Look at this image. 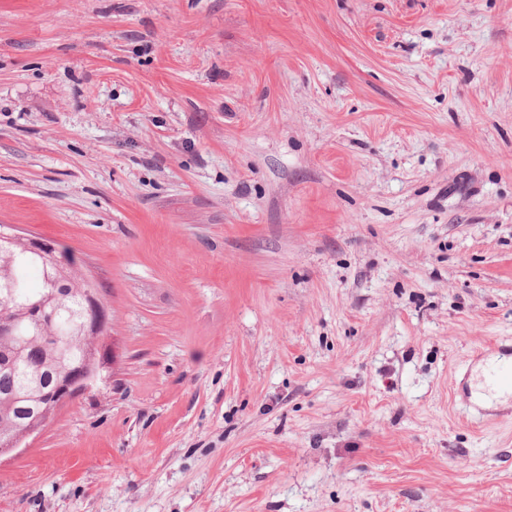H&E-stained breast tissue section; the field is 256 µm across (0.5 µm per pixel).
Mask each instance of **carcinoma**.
Here are the masks:
<instances>
[{
	"label": "carcinoma",
	"mask_w": 512,
	"mask_h": 512,
	"mask_svg": "<svg viewBox=\"0 0 512 512\" xmlns=\"http://www.w3.org/2000/svg\"><path fill=\"white\" fill-rule=\"evenodd\" d=\"M2 264L10 269L15 288L9 295L0 287V315L16 319L31 333L26 357L17 356L13 344L0 341V436H9L21 432L33 414L41 410L37 403L26 398L35 380H40L44 390L49 391L59 377L54 354L41 347L39 317L30 304L41 301L50 292L55 293L52 330L66 339L68 364L83 363L93 343L80 334V324L86 315L83 290L90 284L74 270L69 279L50 283L54 266L73 264L71 256L56 251L50 257H42L16 247H4L0 249Z\"/></svg>",
	"instance_id": "cac0c4a2"
}]
</instances>
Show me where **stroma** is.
Segmentation results:
<instances>
[{
  "label": "stroma",
  "instance_id": "1",
  "mask_svg": "<svg viewBox=\"0 0 512 512\" xmlns=\"http://www.w3.org/2000/svg\"><path fill=\"white\" fill-rule=\"evenodd\" d=\"M0 224L111 318L0 512H512V0H0ZM0 244L21 246L24 250L38 254L52 253L54 245L48 241L24 236L9 225L0 226ZM473 389L512 405V344L493 347L486 366L473 380Z\"/></svg>",
  "mask_w": 512,
  "mask_h": 512
}]
</instances>
